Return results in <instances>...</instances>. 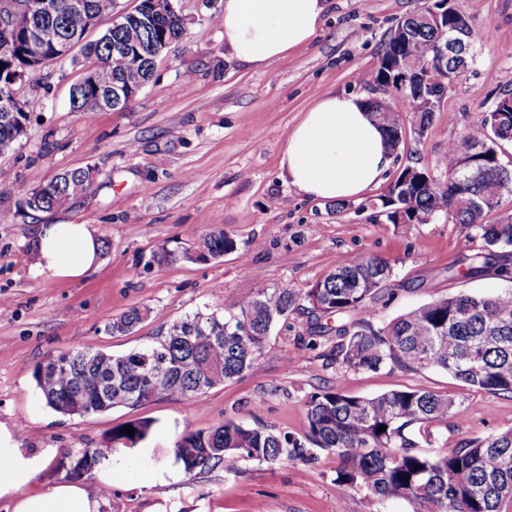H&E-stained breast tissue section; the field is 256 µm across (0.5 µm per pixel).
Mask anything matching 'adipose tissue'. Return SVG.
Here are the masks:
<instances>
[{"label":"adipose tissue","mask_w":512,"mask_h":512,"mask_svg":"<svg viewBox=\"0 0 512 512\" xmlns=\"http://www.w3.org/2000/svg\"><path fill=\"white\" fill-rule=\"evenodd\" d=\"M328 0H224L221 25L231 59L259 68L317 35ZM392 162L386 134L364 99L325 92L289 132L280 156L283 178L299 193L324 201L355 199L383 182ZM36 267L59 278L86 275L100 262L91 224H44L32 241ZM40 467L0 425V498L13 512H99L100 503L77 482L25 492Z\"/></svg>","instance_id":"ef3b65f1"}]
</instances>
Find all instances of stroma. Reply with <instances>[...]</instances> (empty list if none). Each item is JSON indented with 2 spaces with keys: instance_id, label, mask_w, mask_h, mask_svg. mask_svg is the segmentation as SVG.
I'll return each instance as SVG.
<instances>
[{
  "instance_id": "35a3bbf8",
  "label": "stroma",
  "mask_w": 512,
  "mask_h": 512,
  "mask_svg": "<svg viewBox=\"0 0 512 512\" xmlns=\"http://www.w3.org/2000/svg\"><path fill=\"white\" fill-rule=\"evenodd\" d=\"M433 0H330L323 25L309 44L264 68L230 60L216 18L224 0H175L183 39L157 58L152 79L121 111L86 116L69 108L81 64H51L19 85L29 113L27 136L0 156V424L43 467L28 484L41 492L68 481V452L99 446L114 427L152 420L149 438L116 453L104 469L79 475L99 490L100 512H409L400 501L378 504L366 491L336 483V459L316 451L314 462H241L234 472L216 467L185 474L170 453L186 428L205 430L232 420L271 426L303 437L309 393L340 387L370 397L394 389H422L460 403L462 418L433 425L421 451L437 454L468 438L512 429V394L465 387L448 373L347 371L328 359L334 336L308 333L311 316L299 301L275 324L267 347L242 377L210 389L203 401L178 396L87 417L46 406L33 378L48 354L87 347L122 355L153 344L176 320L222 308L225 301L261 288L303 291L336 259L372 255L394 261L377 305L388 321L457 292L491 294L501 280L449 279L467 233L437 217L428 224H393L379 216L386 185L335 203L300 194L281 177L279 160L290 130L325 91L366 99L359 81L373 71L392 28ZM474 15L492 38L472 68L449 88L424 136L410 121L412 103L392 100L405 125L390 175L408 165L446 174L450 142L479 125L496 96L512 90V0H452ZM95 167L86 195L53 213L21 211L32 189L56 173ZM42 224H91L104 246L99 267L78 279H59L25 262ZM221 229L235 252L208 262L182 254ZM167 251L169 262L155 254ZM139 307L146 318L130 333L113 335L112 318Z\"/></svg>"
}]
</instances>
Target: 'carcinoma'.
Wrapping results in <instances>:
<instances>
[{"instance_id": "obj_1", "label": "carcinoma", "mask_w": 512, "mask_h": 512, "mask_svg": "<svg viewBox=\"0 0 512 512\" xmlns=\"http://www.w3.org/2000/svg\"><path fill=\"white\" fill-rule=\"evenodd\" d=\"M53 13L33 18L36 28L56 27L68 37L87 25L88 13L112 14L114 0H84L86 12H74L70 0H53ZM184 36L181 16L171 12L144 28L128 21L112 30V42L127 43L131 52H112L109 43L84 45L83 61L94 66L96 85L74 84L71 111L89 117L101 111L100 98L127 74L151 80L158 58L153 42L173 43ZM13 53L0 57V78L28 64L31 46L23 32L8 35ZM473 17L454 8L451 0H433L425 10L400 21L391 32L376 69L363 82L388 96H407L413 103L414 133L427 131L434 112L453 79L475 62ZM375 119L386 129L389 148L396 149L403 120L387 112L376 99L368 100ZM490 112L499 122L482 119L478 131H468L448 144L446 177L427 169L405 166L381 208L393 224H428L443 214L470 229L465 242L483 241V249L464 255L465 268L450 277L493 275L510 284L494 295L469 292L441 295L390 321L376 316L382 286L393 274L387 261L371 256L338 260L304 294L288 287L262 288L224 312H197L170 325L164 339L115 356L91 347L54 354L59 365L38 363L33 378L46 405L63 415L103 414L116 406L137 408L179 395L199 401L208 390L250 370L263 353L272 327L300 299L314 315L310 333L335 334L330 360L351 371L402 372L439 369L463 385L491 393L512 394V215L498 222L486 216L512 198V160H504L501 144L512 142V92H502ZM27 113L13 115L0 103V155L15 149L24 134ZM91 168L70 170V179L57 174L33 189L23 208L41 199L42 212L69 205L94 182ZM233 238L222 231L202 238L183 254L189 261L206 262L236 251ZM362 314L359 329L336 328L324 318ZM134 307L112 320L105 330L125 334L145 318ZM159 352L166 362L147 368L142 358ZM308 431L305 439L267 427L226 421L207 430L187 429L172 448L185 473L221 466L233 471L242 460L275 464L281 460L309 462L312 448L336 456V482L369 492L378 502L402 501L410 512H505L512 506V430L465 440L444 454L416 450L406 430H428L434 423L461 415L460 406L428 391L397 389L373 397H358L337 388L310 393L305 401ZM134 435L124 434L125 426ZM112 430V437L95 448H84L95 464L112 459L121 448L145 441L153 422L144 418ZM386 430L378 432V427Z\"/></svg>"}]
</instances>
